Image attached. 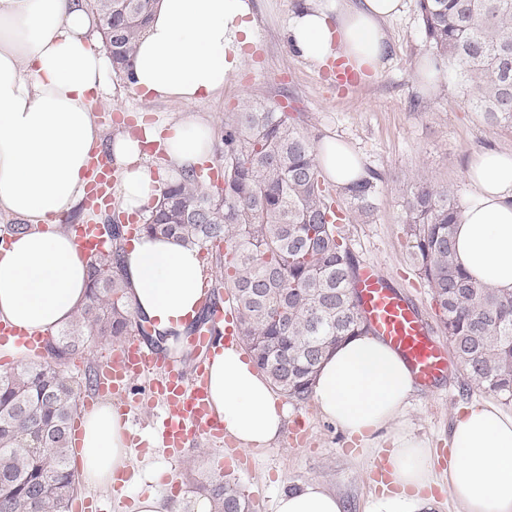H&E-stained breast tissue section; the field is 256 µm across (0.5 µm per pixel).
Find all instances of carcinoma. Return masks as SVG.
I'll return each mask as SVG.
<instances>
[{
	"label": "carcinoma",
	"instance_id": "1",
	"mask_svg": "<svg viewBox=\"0 0 512 512\" xmlns=\"http://www.w3.org/2000/svg\"><path fill=\"white\" fill-rule=\"evenodd\" d=\"M116 72L130 74L134 47L158 0H87ZM426 49L448 62V81L492 125L512 127V0H416ZM214 148L224 187L213 194L191 172L167 183L140 230L216 254L218 287L231 295L241 342L270 385L289 399L311 397L323 358L372 330L360 313L358 265L344 212L367 222L384 175L368 167L346 187L328 180L316 140L298 119L262 104L224 117ZM460 200L425 174L409 180L402 224L410 259L431 288L441 327L471 381L512 401V293L471 282L456 264ZM123 225L90 260L89 291L72 320L43 339L38 357L0 371V512H70L78 479L70 465L71 421L96 371H68L90 340L147 336V319L126 304ZM215 512H255L226 476L185 475Z\"/></svg>",
	"mask_w": 512,
	"mask_h": 512
}]
</instances>
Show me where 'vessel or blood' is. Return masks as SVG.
Wrapping results in <instances>:
<instances>
[{
    "instance_id": "b4317fda",
    "label": "vessel or blood",
    "mask_w": 512,
    "mask_h": 512,
    "mask_svg": "<svg viewBox=\"0 0 512 512\" xmlns=\"http://www.w3.org/2000/svg\"><path fill=\"white\" fill-rule=\"evenodd\" d=\"M87 177V202L96 210L109 202L118 172L98 157L90 161ZM67 230L74 234L84 257L105 251L106 242L96 224H71ZM356 288L363 316L377 336L403 357L419 385H432L447 374L446 353L410 299L391 287L372 265L360 271ZM9 342L35 353L42 348L41 339H28L13 325L0 321V344ZM95 393L112 396L121 406L132 396L140 406L160 407L162 417L153 428V438L156 447L169 456H181L203 440L218 446L224 443V426L209 406L204 365L186 371L180 362L138 339L128 338L114 348L111 362L97 371Z\"/></svg>"
}]
</instances>
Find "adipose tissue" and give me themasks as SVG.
<instances>
[{
    "label": "adipose tissue",
    "instance_id": "ef3b65f1",
    "mask_svg": "<svg viewBox=\"0 0 512 512\" xmlns=\"http://www.w3.org/2000/svg\"><path fill=\"white\" fill-rule=\"evenodd\" d=\"M404 0H304L286 38L299 56L320 65L346 58L365 78H378L389 50L385 23ZM86 0H0V213L27 220L0 257V320L44 335L67 324L87 295L89 261L74 235L52 230L86 196L93 150L119 173L116 198L135 213L158 198L165 182L213 158L214 131L190 107L223 92L256 37L250 0H160L133 60L131 87L141 95L187 105L178 120L148 126L143 137L105 136L94 107L108 101L109 58L94 37ZM167 156L153 169L144 142ZM317 158L337 185L364 173L347 143L323 139ZM472 188L454 228L457 264L473 281L512 292V152L474 154L464 171ZM197 248L148 234L125 249L128 307L156 333L184 331L204 304ZM214 412L226 434L254 450L280 438L287 413L236 343H217L206 360ZM415 379L406 361L373 335L352 336L323 361L312 386L319 414L347 435L372 441L387 433L395 494L372 496L364 512H432L425 490L435 482L426 440L404 428ZM129 426L111 404L85 414L79 456L84 482L115 488L134 450ZM448 489L464 512H512V413L475 404L448 434ZM274 512H344L342 499L309 481L282 491Z\"/></svg>",
    "mask_w": 512,
    "mask_h": 512
}]
</instances>
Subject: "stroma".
Masks as SVG:
<instances>
[{"mask_svg": "<svg viewBox=\"0 0 512 512\" xmlns=\"http://www.w3.org/2000/svg\"><path fill=\"white\" fill-rule=\"evenodd\" d=\"M256 20L257 44L252 56L218 97L196 104L195 109L220 128L226 113L239 111L243 103H261L299 115L315 138L335 137L349 143L367 166L382 172L376 209L369 222L350 221L344 230L359 264L377 265L385 278L408 295L422 312L432 333L443 337L432 309L430 290L415 273L407 240L400 224L404 184L424 174L448 186L461 203H468L471 188L463 170L475 152L512 151V128L487 124L464 104L459 87L446 84L428 93L416 80L419 62L427 51L416 9L406 0L403 13L387 22L392 46L382 77L363 80L353 90H341L325 68L295 55L283 31L297 0H251ZM112 98L97 108L106 132L135 131L138 120H172L184 105L172 98L140 97L123 76L111 75ZM423 108L416 109L412 100ZM491 394L470 381L464 369L449 360L448 375L429 387L416 388L406 420L417 437L430 441L436 461L432 494L435 512H463L448 490V430L457 413L475 402L491 401ZM278 406L289 416H302L307 437L299 446L279 439L250 451L246 470L230 475L250 497L255 512H274L276 495L309 480L322 482L343 500L345 512H362L370 496L378 494L377 474L387 453L382 448H352L348 435L324 419L314 403L298 405L279 397ZM220 456L208 441H201L177 460L148 447L137 448L131 460L135 470L159 464L165 470L161 487L183 481L186 472L220 473Z\"/></svg>", "mask_w": 512, "mask_h": 512, "instance_id": "1", "label": "stroma"}]
</instances>
